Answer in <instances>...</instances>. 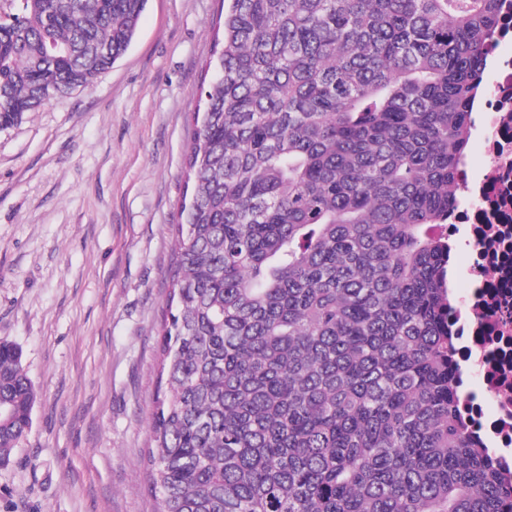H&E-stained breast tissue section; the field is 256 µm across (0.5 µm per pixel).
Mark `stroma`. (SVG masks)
Wrapping results in <instances>:
<instances>
[{
    "label": "stroma",
    "mask_w": 512,
    "mask_h": 512,
    "mask_svg": "<svg viewBox=\"0 0 512 512\" xmlns=\"http://www.w3.org/2000/svg\"><path fill=\"white\" fill-rule=\"evenodd\" d=\"M220 11L148 0L111 69L0 129V339L37 392L0 464V512H155L169 226Z\"/></svg>",
    "instance_id": "obj_1"
}]
</instances>
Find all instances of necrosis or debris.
Masks as SVG:
<instances>
[{
	"mask_svg": "<svg viewBox=\"0 0 512 512\" xmlns=\"http://www.w3.org/2000/svg\"><path fill=\"white\" fill-rule=\"evenodd\" d=\"M492 60L473 115L476 158L462 160L448 240L465 260L449 280L450 321L460 346L454 386L466 422L512 473V6L488 45Z\"/></svg>",
	"mask_w": 512,
	"mask_h": 512,
	"instance_id": "obj_1",
	"label": "necrosis or debris"
}]
</instances>
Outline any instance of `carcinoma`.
Here are the masks:
<instances>
[{
  "label": "carcinoma",
  "mask_w": 512,
  "mask_h": 512,
  "mask_svg": "<svg viewBox=\"0 0 512 512\" xmlns=\"http://www.w3.org/2000/svg\"><path fill=\"white\" fill-rule=\"evenodd\" d=\"M0 126L148 0H9ZM503 0H231L193 113L146 452L159 512H505L463 429L448 225ZM0 341V463L31 422Z\"/></svg>",
  "instance_id": "1"
}]
</instances>
